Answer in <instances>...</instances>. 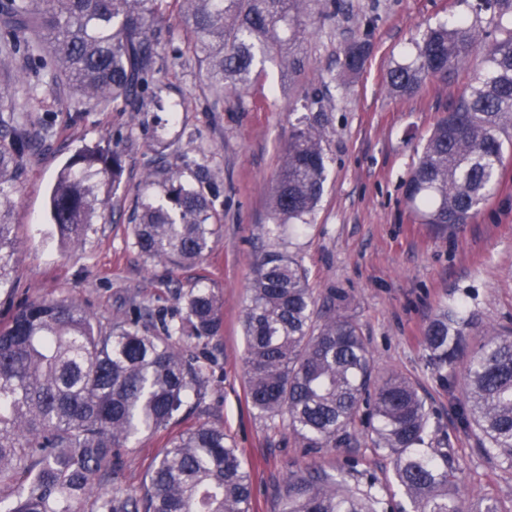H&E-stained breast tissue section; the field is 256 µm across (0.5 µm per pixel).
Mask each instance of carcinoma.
Returning <instances> with one entry per match:
<instances>
[{
	"label": "carcinoma",
	"mask_w": 512,
	"mask_h": 512,
	"mask_svg": "<svg viewBox=\"0 0 512 512\" xmlns=\"http://www.w3.org/2000/svg\"><path fill=\"white\" fill-rule=\"evenodd\" d=\"M185 11L191 51L213 103L242 99L257 65L278 60L295 73L304 58L292 48L306 20H331L346 0H0L4 61L21 47L42 63L35 83L15 75L0 84V289L14 287L17 253L12 196L36 139L29 114L4 103L17 90L35 99L43 87L66 86L73 108L140 111L158 57L171 3ZM496 19L485 30L469 16L428 27L414 42V58L390 67L387 89L418 92L427 78L478 54L480 68L438 120L405 181L415 218L460 233L499 181L512 139V0H459ZM367 44L343 51L348 73L364 64ZM284 163L271 187L278 225L299 233L326 180V113L289 120ZM125 169L124 151L85 145L57 171L49 196L51 224L76 245L104 217ZM153 195H140L132 245L149 262L192 264L210 250L219 217L203 182L178 165L145 176ZM184 315L155 322L150 305L133 300L122 318L103 322L67 296L19 304L0 326V512H253L252 479L224 427L198 424L162 449L140 492L117 483L125 448L145 432L165 430L189 393L202 399L209 380L184 354L186 341H210L223 326L222 302L197 281L180 292ZM474 314L464 305L432 314L422 336L427 367L447 390L461 386L458 423L482 455L512 468V329L468 346ZM247 398L258 416L284 419L311 452L348 448L351 428L366 418L374 450L394 460L395 479L411 512H501L497 501L462 497L451 488L448 447H433L441 430L414 381L398 372L375 373L374 360L345 299L332 291L318 302L301 261L284 251L262 253L243 309ZM274 512H406L394 507L376 479L347 458L334 470L306 465L277 489Z\"/></svg>",
	"instance_id": "cac0c4a2"
}]
</instances>
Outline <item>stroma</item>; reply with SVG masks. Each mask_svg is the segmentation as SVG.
<instances>
[{
	"mask_svg": "<svg viewBox=\"0 0 512 512\" xmlns=\"http://www.w3.org/2000/svg\"><path fill=\"white\" fill-rule=\"evenodd\" d=\"M349 9L320 29H309L297 50L302 71L283 76L277 62L242 100L214 105L186 46L185 15L170 6L164 23L176 38L161 49L141 112H84L71 107L67 87L45 88L40 99L17 96L51 138L25 162L14 198L18 241L14 294L0 293V321L27 298L66 295L99 317L121 315L127 296L154 310L181 314L176 291L206 279L224 303L223 328L213 340L192 344L210 382L198 407L184 409L168 430L143 434L122 455L124 488L137 491L171 435L199 422L223 426L242 452L253 482L254 512H273V491L287 470L314 463L332 469L346 452L373 474L385 498L405 504L392 458L376 453L356 424L352 450L307 452L282 419L258 418L246 394L241 326L254 258L288 251L307 271L315 297L337 292L349 302L376 366L410 377L440 417L457 483L467 496L498 501L512 512V469L484 458L477 442L458 428L459 392L443 390L424 358L423 330L438 308L465 303L479 343L496 325H512V152L481 212L457 235L441 234L415 219L403 183L425 139L450 102L480 67L472 61L448 80H425L413 96L390 94L389 67L410 62L415 39L430 26L465 12L455 0H348ZM368 42L362 69L341 67L342 50ZM318 97L329 117L324 144L326 181L303 234L279 233L271 220L269 189L280 170L288 115ZM108 141L122 146L126 167L113 190L106 222L95 224L78 247L61 244L47 212V194L59 167L78 147ZM190 164V177L212 183L222 227L198 264L149 266L132 245L129 216L148 168L159 161Z\"/></svg>",
	"mask_w": 512,
	"mask_h": 512,
	"instance_id": "obj_1",
	"label": "stroma"
}]
</instances>
